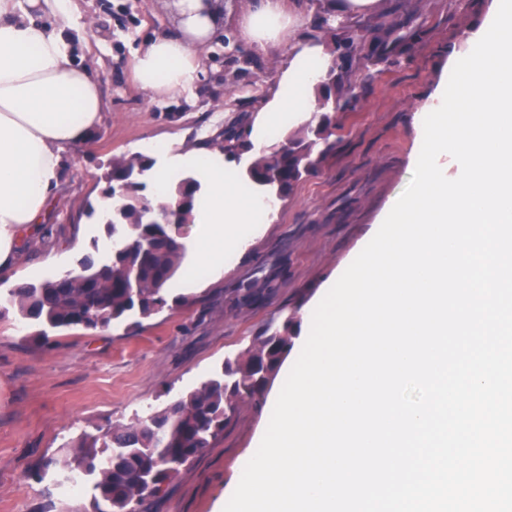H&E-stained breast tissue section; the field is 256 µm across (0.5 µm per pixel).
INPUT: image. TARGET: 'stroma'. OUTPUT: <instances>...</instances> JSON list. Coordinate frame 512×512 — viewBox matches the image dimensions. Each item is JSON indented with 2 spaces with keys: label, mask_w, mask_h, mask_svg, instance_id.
Segmentation results:
<instances>
[{
  "label": "stroma",
  "mask_w": 512,
  "mask_h": 512,
  "mask_svg": "<svg viewBox=\"0 0 512 512\" xmlns=\"http://www.w3.org/2000/svg\"><path fill=\"white\" fill-rule=\"evenodd\" d=\"M288 4L301 23L287 44L249 51L244 65L213 41L191 97L154 99L134 78V58L146 36L176 32L169 0H80L85 27L65 36L75 61L99 81L107 109L85 142L64 150L53 207L0 270V512H91L86 495L62 494L60 476L39 472V465L82 432L130 422L197 387L251 346L270 321L296 315L288 356L296 361L311 328L306 311L407 188L420 149L414 115L436 94L450 64L470 53L467 36L482 26L494 0H378L372 11L348 16L364 30L405 22L417 36L404 54L390 56L364 40L348 76L358 99L337 113L334 148L318 173L281 202L277 219L256 225L246 250L225 262L220 277L192 288L169 283L168 305L151 317L52 330L40 340V325L23 320L8 298L20 285L75 271L84 253L101 250L108 235L92 210L113 159L172 137L194 146L223 127L247 123L291 44L329 43L313 26L318 0ZM259 267L271 278L270 291L257 304L237 305L235 288ZM269 419L267 406L242 404L212 447L148 500L147 512H216Z\"/></svg>",
  "instance_id": "obj_1"
}]
</instances>
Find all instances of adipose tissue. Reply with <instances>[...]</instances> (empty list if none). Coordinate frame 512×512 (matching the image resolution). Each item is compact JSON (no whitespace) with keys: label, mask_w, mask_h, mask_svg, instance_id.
<instances>
[{"label":"adipose tissue","mask_w":512,"mask_h":512,"mask_svg":"<svg viewBox=\"0 0 512 512\" xmlns=\"http://www.w3.org/2000/svg\"><path fill=\"white\" fill-rule=\"evenodd\" d=\"M178 30L144 40L135 76L151 97L189 95L202 74L200 48L217 28L216 12L201 0H176ZM76 0H0V265L17 249V233L40 223L59 185L61 152L84 142L107 103L98 81L72 59L62 35L78 27ZM285 0H251L235 32L237 42L267 50L295 25ZM330 55L318 43L295 45L264 97L252 125L254 151L274 146L291 126L315 110L316 86ZM153 208L174 204L173 188L186 177L200 186L194 222L199 264L219 275L225 257L248 238L241 227L272 221L277 204L263 190L243 193L221 150L186 147L174 140L147 144Z\"/></svg>","instance_id":"ef3b65f1"}]
</instances>
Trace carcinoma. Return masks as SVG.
<instances>
[{"mask_svg":"<svg viewBox=\"0 0 512 512\" xmlns=\"http://www.w3.org/2000/svg\"><path fill=\"white\" fill-rule=\"evenodd\" d=\"M325 2L315 25L332 34L334 60L320 83L317 120L302 125L246 170L247 181L274 200L288 198L305 177L318 171L321 159L333 148L335 114L346 110L353 99L344 70L361 35L336 15V0ZM203 144L232 157L250 148L239 124L221 129ZM153 164L144 154L112 161L104 193L112 198V208L102 221L112 238L109 259L90 252L79 260L77 274L19 286L10 302L22 318L51 329L105 327L132 314L149 317L167 305L166 285L186 251V228L191 225L199 186L190 178L177 185L176 203L166 223L143 194ZM269 283L266 274L255 276L237 289L238 301L256 302ZM297 325L293 315L268 323L251 347L227 358L193 390L132 422L83 433L65 445L61 456L48 459L44 468L64 477L82 476L92 512H142L146 496L164 493L182 467L222 436L242 403H261L291 351Z\"/></svg>","mask_w":512,"mask_h":512,"instance_id":"cac0c4a2","label":"carcinoma"}]
</instances>
